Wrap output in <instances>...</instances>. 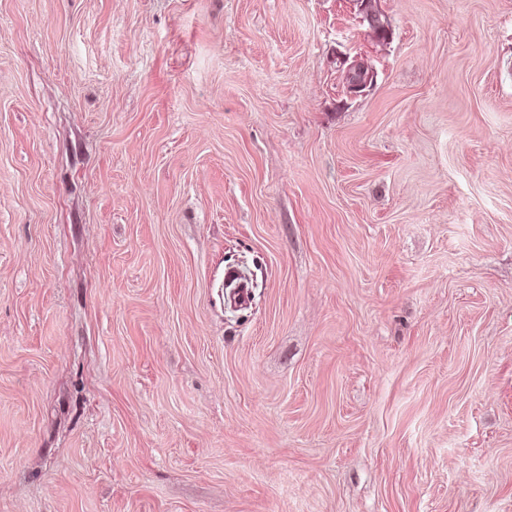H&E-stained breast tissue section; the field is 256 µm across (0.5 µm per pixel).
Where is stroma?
I'll return each instance as SVG.
<instances>
[{
    "label": "stroma",
    "instance_id": "1",
    "mask_svg": "<svg viewBox=\"0 0 512 512\" xmlns=\"http://www.w3.org/2000/svg\"><path fill=\"white\" fill-rule=\"evenodd\" d=\"M375 5L0 0V512H512V0Z\"/></svg>",
    "mask_w": 512,
    "mask_h": 512
}]
</instances>
